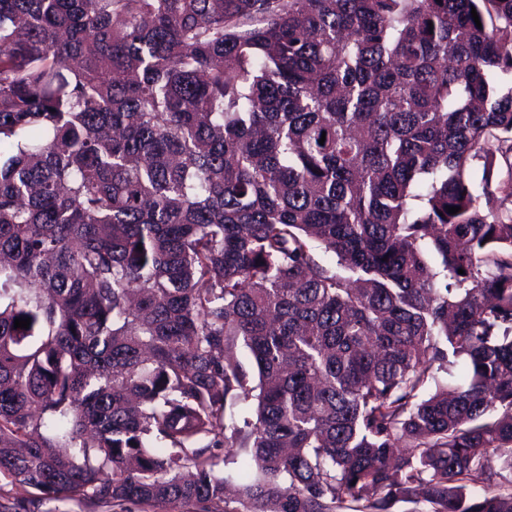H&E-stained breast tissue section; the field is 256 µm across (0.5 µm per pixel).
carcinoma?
<instances>
[{"label":"carcinoma","mask_w":512,"mask_h":512,"mask_svg":"<svg viewBox=\"0 0 512 512\" xmlns=\"http://www.w3.org/2000/svg\"><path fill=\"white\" fill-rule=\"evenodd\" d=\"M3 143L0 476L512 512V0H0Z\"/></svg>","instance_id":"1"}]
</instances>
